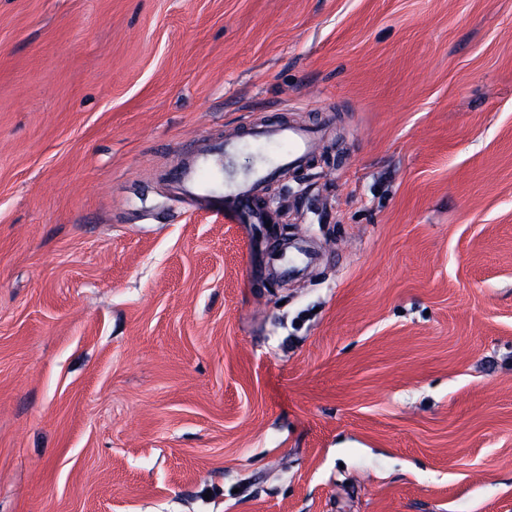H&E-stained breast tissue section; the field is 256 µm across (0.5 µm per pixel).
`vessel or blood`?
<instances>
[{
  "label": "vessel or blood",
  "instance_id": "b4317fda",
  "mask_svg": "<svg viewBox=\"0 0 512 512\" xmlns=\"http://www.w3.org/2000/svg\"><path fill=\"white\" fill-rule=\"evenodd\" d=\"M318 135L317 128L285 121L257 125L248 128L243 137H230L219 145L201 148L190 164L174 172L173 178L188 206H195L197 198L205 197L210 202L223 203L226 221L264 224L273 219L270 210L262 203L268 184L279 178L282 172L307 163ZM246 139L256 149L274 150L273 162L254 167L245 178L230 176L224 185H217L213 177L214 165L222 159L232 160ZM312 259L313 255L306 246L284 244L269 257L268 268L273 274L284 277Z\"/></svg>",
  "mask_w": 512,
  "mask_h": 512
}]
</instances>
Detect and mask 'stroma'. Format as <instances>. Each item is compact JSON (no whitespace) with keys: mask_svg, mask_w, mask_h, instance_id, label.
Listing matches in <instances>:
<instances>
[{"mask_svg":"<svg viewBox=\"0 0 512 512\" xmlns=\"http://www.w3.org/2000/svg\"><path fill=\"white\" fill-rule=\"evenodd\" d=\"M0 512H512V0H0ZM320 130L299 126L288 121L248 128L240 137L225 138L217 146H205L194 155V160L176 170L172 179L180 193L186 196L185 205L200 206L196 198L224 204V220L236 224H275L273 214L261 204L268 184L289 169H298L312 157ZM248 138L258 150L273 149L274 161L254 167L243 179L228 176L224 196L216 192L218 182L213 177V166L224 157L225 164L240 151L242 139ZM313 255L302 244H282L268 259L269 270L281 277L296 272L301 266L310 263Z\"/></svg>","mask_w":512,"mask_h":512,"instance_id":"1","label":"stroma"}]
</instances>
